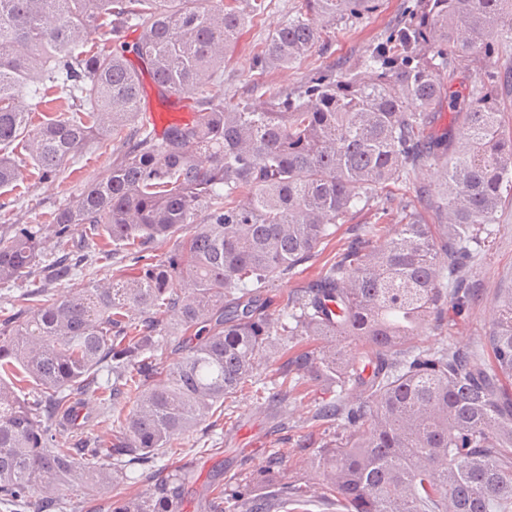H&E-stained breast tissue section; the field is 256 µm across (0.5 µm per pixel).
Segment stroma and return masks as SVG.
<instances>
[{"label":"stroma","instance_id":"obj_1","mask_svg":"<svg viewBox=\"0 0 512 512\" xmlns=\"http://www.w3.org/2000/svg\"><path fill=\"white\" fill-rule=\"evenodd\" d=\"M413 0H383L378 11L356 24L324 25L321 41L308 57L291 69H256L255 58L263 42L288 16L305 9V0H269L266 9L255 16L252 25L232 48L224 62V104L233 106L251 93L253 79H260L265 90L287 91L305 82L315 70L336 66L359 71L360 61L369 44L380 39L404 17ZM115 157L110 146L90 145L78 165L66 166L58 180L38 182L35 174L24 171L21 179L7 192L0 193V224L20 221L42 223L47 213L65 204L94 177L106 173ZM440 163L419 168L410 183L394 190L385 205L388 218H378L375 210H366L349 219L335 239L322 244L312 261L298 267L296 274L276 282L264 296L271 308H282L289 292L298 283L313 279L333 259L350 229L359 224L384 221L386 226L398 223L401 208L415 196L418 186H425L431 195H439ZM471 279L476 297L462 312H448L442 327H427L413 343L428 347L442 339L474 348L482 347L492 323V300L500 289L512 286V196L506 197L499 214L498 232L488 244L482 258L473 265ZM336 394L321 382L308 381L297 388L285 407L268 404L254 388L244 387L235 398L226 401L224 412L213 425L198 427L186 436L180 456L159 450V464L183 467L190 482L181 501V512H203L204 494L215 478H222L225 489H239L259 497L271 494L282 479H311L312 472L294 453L299 441L319 445L321 440L341 436L339 428H325L313 421L318 405L335 401ZM283 458L282 474L263 476L262 470L270 454Z\"/></svg>","mask_w":512,"mask_h":512}]
</instances>
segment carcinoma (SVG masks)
<instances>
[{
	"label": "carcinoma",
	"instance_id": "cac0c4a2",
	"mask_svg": "<svg viewBox=\"0 0 512 512\" xmlns=\"http://www.w3.org/2000/svg\"><path fill=\"white\" fill-rule=\"evenodd\" d=\"M0 0V190L23 167L53 182L94 142L117 143L112 168L43 224L0 227V288H22L0 318V495L64 509L91 483L153 484L109 512H178L188 476L157 464L178 441L276 365L268 402L304 379L336 387L317 420L346 434L296 448L344 512H512V287L492 302L486 350L410 345L448 307L475 296L468 272L512 194V133L499 120L512 70L465 84L512 40V0H415L362 65L319 70L297 89L224 107V58L265 0ZM380 0H307L269 34L260 70L292 68L321 23H354ZM139 32L134 45L127 33ZM97 38H91V35ZM136 55L165 100L192 96L190 122L163 136L140 120ZM56 116L32 125L19 99ZM448 126L437 127L443 110ZM442 163L439 231L408 201L383 234L364 224L317 278L271 312L265 289L316 256L380 188ZM84 235L74 238V227ZM175 241L164 259L154 245ZM128 272L57 295L104 257ZM283 336L324 341L290 352ZM358 342L351 358L340 345ZM180 354L166 365L158 352ZM41 397L22 398V384ZM97 391L113 430L83 423ZM79 430L59 447L57 418ZM310 483L278 487L304 505Z\"/></svg>",
	"mask_w": 512,
	"mask_h": 512
}]
</instances>
